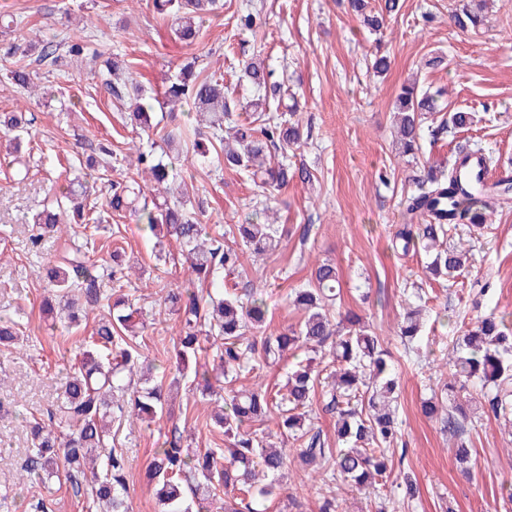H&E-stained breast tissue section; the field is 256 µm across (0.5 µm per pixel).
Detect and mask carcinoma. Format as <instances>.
<instances>
[{
  "label": "carcinoma",
  "mask_w": 512,
  "mask_h": 512,
  "mask_svg": "<svg viewBox=\"0 0 512 512\" xmlns=\"http://www.w3.org/2000/svg\"><path fill=\"white\" fill-rule=\"evenodd\" d=\"M154 6L158 13L172 19L175 37L190 46L198 39L199 22L215 9V0H154ZM369 7L370 0H351L352 10L363 18L365 26L375 30L382 16L367 13ZM485 9L486 0L466 3L452 15L453 23L462 31L475 29L484 24ZM35 48L20 35L4 50V59L12 61L9 79L13 84L23 88L30 84L23 58ZM65 54L83 60L88 55L87 40L67 42ZM243 73L263 91L252 107L258 109L267 99L282 96L281 84L272 81L273 73L262 62H246ZM102 82L117 102L129 106L130 119L143 128L152 127L151 113L160 101L172 105L191 101L212 130L210 146L190 140L179 127L163 129L162 138L169 145L177 143L202 159L212 152L222 153L225 166L251 171L270 192L294 178L311 181L307 168L276 160V155L300 144L303 133L299 124L284 115L260 114L249 122L224 127L232 117L224 82L208 75L194 77L188 64L168 79L161 100L129 84L128 68L116 57L105 62ZM395 109L400 153L414 158L421 149L422 115L443 111L438 95L410 83L397 95ZM471 124V113L455 111L429 135L435 138L449 127L463 129ZM28 125L24 112L0 114V129L16 149L21 136L28 133ZM134 162L138 174L153 183L152 199L140 205V191L134 185L113 181L106 199L108 211L121 214L132 210L146 220L150 230L166 229V235L179 243L187 271L215 287L205 296L189 287L170 289L165 300L185 316L178 364L186 366L203 351L202 343L220 338L223 345L214 358L224 383L232 386L215 415L216 425L228 440L227 447L192 453L173 436L155 449L149 477L158 486L163 512H206L209 500L221 492L224 512H265L264 502L277 490L289 457L287 449L264 443L248 427L273 416L280 418L281 429L299 442L296 459L301 466L322 470L326 483L340 478L359 490H378L398 435L393 407L397 381L389 352L360 316L350 313L346 326L333 328L330 307L340 287L336 266L330 262L316 264L308 287L295 291L294 303L304 312L298 326L259 338L248 335L250 330L264 326L268 307L260 294L250 292L242 298L224 291V273L237 271L239 252L224 245L223 235L210 236L185 207L171 164L151 151L138 152ZM412 181L416 191L406 196V211L425 219V223L402 225L392 246L405 254L436 250L426 265L427 271L450 276L466 266L469 249L460 242L447 244L448 232L459 221L483 229L487 213L512 202V188L501 182H472L456 161L446 172L436 174L430 168ZM63 194L72 216L83 217L85 192L68 187ZM32 224L36 230L32 235L34 244L47 234L61 235L70 228L63 212L52 206L35 213ZM286 233L285 225L269 221L229 228L238 245L255 255L277 250ZM95 250V239L90 234L83 244L46 267L52 296L67 303L72 323L87 307L103 301L101 273L88 257ZM126 305L124 297L116 298L108 306V315L99 319L81 364L59 397V415H49L47 425L37 422L31 426L33 448L28 450L27 465L18 475V480L25 483L33 477L41 481L62 472L77 489H85L89 503L96 506L95 512H128V460L123 449L110 446L108 419L129 416L153 421L165 411L163 385H142V374L152 363L133 342L136 331L131 325L132 314L124 312ZM421 330V309L408 310L399 326L401 340L415 343ZM16 338V324L0 317V346H8ZM298 350L304 351L305 358L288 372L280 389L233 388L241 376ZM451 364L454 380L443 384L450 396L448 408L430 401L422 412L430 418L439 416L441 430L459 438L457 456L464 461L468 459V415L463 405L452 399L457 385L477 380L493 387L496 394L488 400V410L496 417L512 414V328L506 317L490 314L465 327L458 336ZM318 393L325 411L336 415L340 448L327 447L321 432L310 423Z\"/></svg>",
  "instance_id": "1"
}]
</instances>
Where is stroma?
<instances>
[{
  "mask_svg": "<svg viewBox=\"0 0 512 512\" xmlns=\"http://www.w3.org/2000/svg\"><path fill=\"white\" fill-rule=\"evenodd\" d=\"M223 9L200 26L195 45L175 40L170 21L153 0H0V16L11 15L27 38L67 41L86 19V33L97 57L58 70L30 52L25 63L38 94L17 88L0 60V113L23 110L33 117L22 151L29 156L26 180L17 181L13 156L0 146V316L19 324V340L0 347V512H30L43 499L53 512H88L71 486L51 479L36 486L14 482L31 447L32 417H46L72 373L103 309L89 311L79 326L63 332L59 320L42 310L44 270L38 255L61 256L83 242L84 226L69 237L47 236L40 253L29 240L30 218L48 201L49 186L74 178L88 182L103 243L97 258L117 269L104 277L105 295H128L135 307L150 312L138 340L167 377L178 376L175 347L183 325L179 312L165 304L169 289L185 278L179 245L167 240L162 256L137 215L106 211V191L90 179L99 148L124 154L138 148L162 152V127L183 124L191 110L159 111L160 129L143 132L132 125L124 106L104 89L99 70L118 55L130 61L132 76L146 94H155L175 68L223 78L237 120L252 115L257 94L243 76L245 61L258 56L272 69L274 81L288 94L270 102L269 114L295 106L302 142L287 152L289 162L306 166L309 184L292 181L276 191L272 204L289 233L277 251L261 257L242 254L241 265L225 276L224 287L261 294L268 303V329L276 333L297 326L292 305L295 289L305 287L318 262H333L341 288L331 310L333 321L353 312L369 322L393 354L398 377V445L393 471L376 494L343 482L322 484L318 474L291 463L281 489L265 503L267 512H319L335 496L336 512H512L503 486L512 484V427L487 410L478 383L466 384L475 412L467 424L472 442L467 463H459L456 445L422 404L440 390L461 321L495 314L512 315V207L492 215L483 234L457 235L472 246L464 272L456 278L423 280L425 254L394 252L391 239L407 223L403 200L414 192L413 175L422 167L444 166L463 145H479L493 170L512 176V0H490L486 22L462 31L450 19L463 0H400L398 12L374 31L364 26L348 0H223ZM259 13L263 24L239 29L238 15ZM387 56L390 69L375 74V56ZM444 62L426 67L433 56ZM441 90L449 111L472 113L465 130L423 138L416 164H408L393 145V104L403 85ZM186 198L212 234L225 233L252 213L263 192L256 177L219 165L200 167L196 158L179 162ZM421 282L423 338L416 351L405 350L398 326L409 304L411 285ZM213 401L201 390L172 394L160 420L113 421L112 439L129 457V512H160L155 488L146 474L155 448L172 428H179L193 449L220 448L224 437L211 418ZM415 480L418 497L404 504L393 495L401 474Z\"/></svg>",
  "mask_w": 512,
  "mask_h": 512,
  "instance_id": "35a3bbf8",
  "label": "stroma"
}]
</instances>
